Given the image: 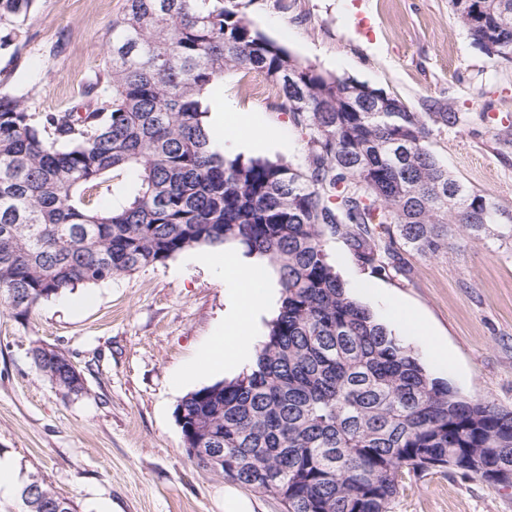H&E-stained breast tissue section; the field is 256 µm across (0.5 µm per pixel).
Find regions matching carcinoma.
<instances>
[{"label": "carcinoma", "instance_id": "1", "mask_svg": "<svg viewBox=\"0 0 512 512\" xmlns=\"http://www.w3.org/2000/svg\"><path fill=\"white\" fill-rule=\"evenodd\" d=\"M253 0H124L104 69L81 103L32 112L0 94V303L17 317L41 302L201 247L240 245L267 259L280 288L253 368L185 395L205 418L224 476L286 512H388L406 475L512 470V411L467 400L346 287L327 251L345 239L382 274L400 251L448 252V225L499 224L491 194L453 178L428 146L430 124L368 85L303 64L256 28ZM474 43L512 62V0H477ZM36 0H0V46ZM255 71L307 137L300 164L230 157L212 144L209 93ZM125 178L112 204L92 190ZM395 232H390V228Z\"/></svg>", "mask_w": 512, "mask_h": 512}]
</instances>
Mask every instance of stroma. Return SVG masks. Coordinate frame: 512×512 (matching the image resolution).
<instances>
[{
  "label": "stroma",
  "mask_w": 512,
  "mask_h": 512,
  "mask_svg": "<svg viewBox=\"0 0 512 512\" xmlns=\"http://www.w3.org/2000/svg\"><path fill=\"white\" fill-rule=\"evenodd\" d=\"M37 12L0 50V93L30 89L29 106L76 105L102 71V49L123 0H37ZM254 25L303 63L398 97L414 112H459L462 124L432 127L429 147L466 187L492 194L512 214V63L474 44L449 0H256ZM251 77L226 74L213 111L234 109L278 130L253 157L295 163L304 137L273 102L246 95ZM448 253L402 252L379 274L358 264L342 238L328 242L351 293L412 347L434 377L460 395L512 410V239L489 224L465 234L449 225ZM81 307H72L75 299ZM414 310L431 341L394 320ZM227 292L219 274L184 252L165 264L43 302L28 316L0 303V455L38 478L77 512H224V494L252 512L282 504L198 467L176 422L187 393L223 380L209 372L176 386L216 336ZM446 352L436 360L429 343ZM62 351L85 391L68 394L35 366L31 351ZM389 512H512V488L431 470L407 476Z\"/></svg>",
  "instance_id": "35a3bbf8"
}]
</instances>
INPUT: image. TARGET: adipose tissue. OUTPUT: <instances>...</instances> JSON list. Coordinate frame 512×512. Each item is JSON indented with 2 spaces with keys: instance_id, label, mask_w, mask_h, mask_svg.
<instances>
[{
  "instance_id": "ef3b65f1",
  "label": "adipose tissue",
  "mask_w": 512,
  "mask_h": 512,
  "mask_svg": "<svg viewBox=\"0 0 512 512\" xmlns=\"http://www.w3.org/2000/svg\"><path fill=\"white\" fill-rule=\"evenodd\" d=\"M212 131L243 147L249 146L252 140L272 136L270 130L257 126L252 117L243 112L214 114ZM193 261L198 266L217 270L230 291L223 330L201 356L197 372L221 368L231 374L253 365L258 321L278 299L274 283L264 278L268 268L266 259L247 257L239 250L228 248L196 254Z\"/></svg>"
}]
</instances>
